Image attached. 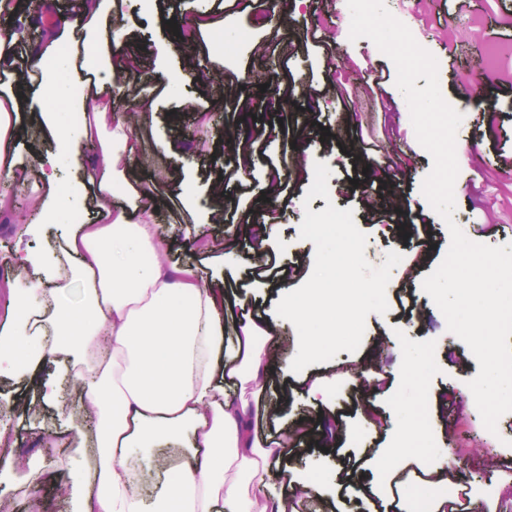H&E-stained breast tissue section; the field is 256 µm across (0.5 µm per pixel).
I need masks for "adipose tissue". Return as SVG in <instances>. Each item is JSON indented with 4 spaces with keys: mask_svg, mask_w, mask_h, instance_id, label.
Wrapping results in <instances>:
<instances>
[{
    "mask_svg": "<svg viewBox=\"0 0 512 512\" xmlns=\"http://www.w3.org/2000/svg\"><path fill=\"white\" fill-rule=\"evenodd\" d=\"M63 43L71 47L69 108L79 119L73 135L39 102ZM130 69L117 0H82L77 14L48 23L33 43L0 26V72L9 76L0 89V182L42 185L49 215L74 202L98 215L66 236L63 257L14 255L0 280V373L49 402L59 401L62 382L76 387L80 423L58 432L37 419L33 428L52 447L90 451L64 480L49 466L18 491L35 512L50 485L71 512H297L316 487L282 468L263 429L264 382L287 367L283 346L261 320L228 334L235 296L193 264L164 257L131 180L141 135L114 108ZM29 131L54 136L58 154L88 157L75 187H56L46 156L20 158ZM121 191L130 195L123 206L113 201ZM74 280L83 285L76 309L63 297ZM49 360L57 377L46 381L39 373ZM159 448L174 454L158 462ZM156 470L162 482L147 502L141 483Z\"/></svg>",
    "mask_w": 512,
    "mask_h": 512,
    "instance_id": "adipose-tissue-1",
    "label": "adipose tissue"
}]
</instances>
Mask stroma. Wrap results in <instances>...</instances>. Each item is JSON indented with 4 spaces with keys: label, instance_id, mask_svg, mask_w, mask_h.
Masks as SVG:
<instances>
[{
    "label": "stroma",
    "instance_id": "stroma-1",
    "mask_svg": "<svg viewBox=\"0 0 512 512\" xmlns=\"http://www.w3.org/2000/svg\"><path fill=\"white\" fill-rule=\"evenodd\" d=\"M121 10L128 42L143 53L141 67L163 76L148 111L144 156L151 164L141 173L149 194L140 203L155 212L167 260L197 265L203 276L221 280L241 298L234 323L258 313L275 323L285 343L297 341L295 327L277 317L275 305L313 268L315 245L300 236L305 211L330 203L352 209L367 235L365 256L372 266L391 251L403 256L389 286L412 299V311L388 297L386 313L367 315L368 339L358 351L339 352L298 374L283 372L267 387L279 407L266 424L268 439H281L289 426L306 419L317 432L282 451L286 470L307 473L318 487L304 512H329L352 470L369 490L352 499L350 512H409L417 489L434 477L451 485L449 503L464 505L466 512H503L512 502V415L499 418L496 432L485 428L467 386L479 365L422 288L450 243L444 220L420 189L433 160L417 141L395 82L385 85L384 114L363 98L342 106L336 94L338 75L362 84L379 72H395L394 63L371 40L350 41L351 16L343 0L330 6L308 0L305 10H294L282 22L271 19L268 0H122ZM166 14L195 25L188 53L173 50V30L162 20ZM420 14L419 43L439 63L444 98L463 115L452 218L468 239L512 244V173L498 163L499 155L512 156V55L482 74L495 111L466 94L472 84L466 70L474 57L492 44L512 47V0H469L463 10L457 0H421ZM316 27L330 54L304 51V33ZM268 52L278 57L282 75L294 77L275 110L264 95L242 90L244 76L256 74ZM218 112L224 115L221 129L214 122ZM258 140L264 151L255 148ZM364 140L375 143V151L362 152ZM287 141L292 149H284ZM385 153L400 157V170L382 167ZM283 154L285 190L277 195V210L264 217L259 191L272 160ZM318 161L332 171L329 196L309 200L305 194ZM386 192L396 197L397 212L381 202ZM260 219L266 222V256L280 268L272 281L252 278L247 260V228ZM26 223L41 225V233L25 237L23 224L0 222V259L16 251H54L72 227L69 215L47 224L37 210L27 212ZM381 373L386 382H377ZM66 403L61 410L41 404L27 384L0 375V407L12 408L21 455H44L28 432L30 416L59 427L80 411L76 393ZM408 421L429 444L409 450L405 471L381 487L379 475L363 462L401 446Z\"/></svg>",
    "mask_w": 512,
    "mask_h": 512
}]
</instances>
